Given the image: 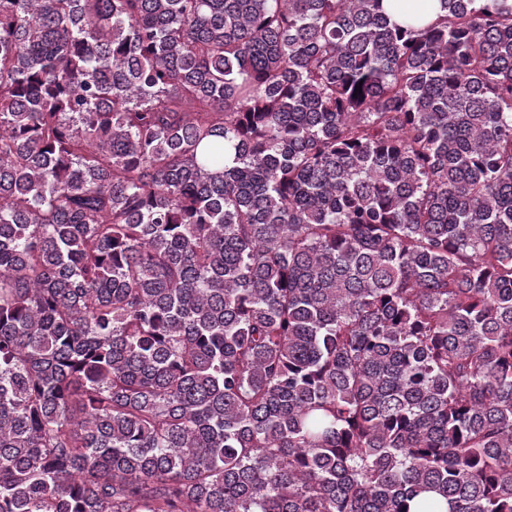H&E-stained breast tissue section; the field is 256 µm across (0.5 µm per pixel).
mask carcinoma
I'll use <instances>...</instances> for the list:
<instances>
[{
  "instance_id": "1",
  "label": "carcinoma",
  "mask_w": 512,
  "mask_h": 512,
  "mask_svg": "<svg viewBox=\"0 0 512 512\" xmlns=\"http://www.w3.org/2000/svg\"><path fill=\"white\" fill-rule=\"evenodd\" d=\"M440 5L0 0V512H512V0Z\"/></svg>"
}]
</instances>
